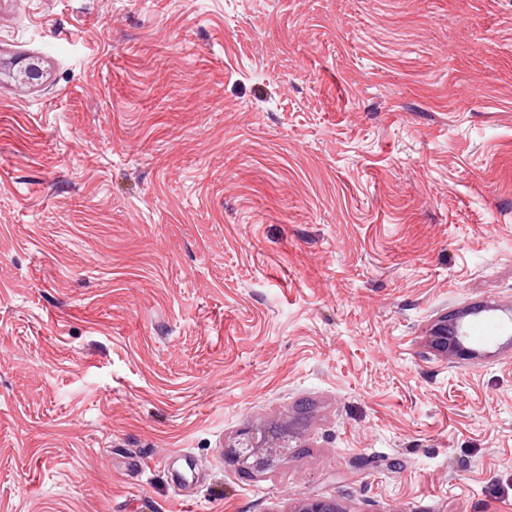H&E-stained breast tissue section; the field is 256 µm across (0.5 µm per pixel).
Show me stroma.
Returning a JSON list of instances; mask_svg holds the SVG:
<instances>
[{"instance_id":"1","label":"stroma","mask_w":512,"mask_h":512,"mask_svg":"<svg viewBox=\"0 0 512 512\" xmlns=\"http://www.w3.org/2000/svg\"><path fill=\"white\" fill-rule=\"evenodd\" d=\"M478 301L512 0H0V512H512ZM484 303L486 302L473 303L469 307L468 319L461 322L460 334L461 336H467V343L478 341L475 336L487 335L491 330L497 332L499 336H509L512 331L510 323L501 322L496 318V314L501 311V307L496 303L487 302L495 305V307L489 308L483 306ZM453 319L454 317L451 314L448 319L447 313L440 317L435 325L433 336H429L430 346L446 356L448 354L459 355L465 353L471 357H476L478 355L476 351L462 348L461 336L448 334V324ZM280 447L268 435L260 438L253 437L239 441L232 447L225 448L224 452L233 461L241 464L245 469H266L275 462V457L281 452Z\"/></svg>"}]
</instances>
